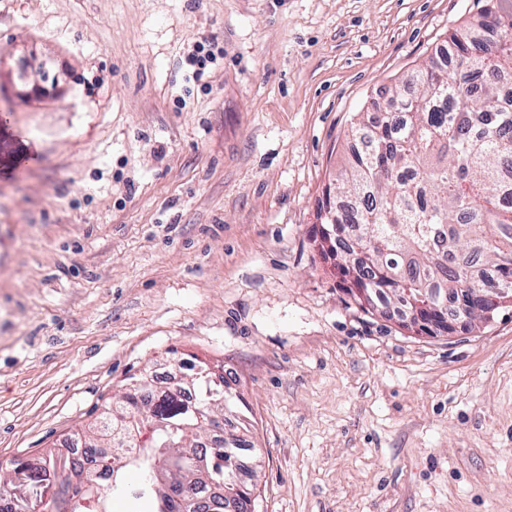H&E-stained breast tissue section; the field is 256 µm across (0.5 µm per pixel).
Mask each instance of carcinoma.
<instances>
[{"mask_svg":"<svg viewBox=\"0 0 512 512\" xmlns=\"http://www.w3.org/2000/svg\"><path fill=\"white\" fill-rule=\"evenodd\" d=\"M453 67L429 60L390 90L392 103L376 117L353 124L352 140L334 195L348 208L328 204L319 212L347 236L336 266L352 279L354 300L367 312H414L413 302L460 301L476 289L512 307V4L490 0L478 17L450 35ZM486 81L473 92L467 74ZM510 292L505 293L503 289ZM159 399L146 391L145 375L129 383L103 423L81 438L97 447L103 434L126 448L124 461L102 473L66 460L59 476L48 451L0 466L23 467L40 483L72 491L56 512H112V499L130 501L131 512H226L221 491L231 488L241 461L238 438L217 439L199 451L205 418L230 414L241 428L247 417L234 407L204 361Z\"/></svg>","mask_w":512,"mask_h":512,"instance_id":"1","label":"carcinoma"}]
</instances>
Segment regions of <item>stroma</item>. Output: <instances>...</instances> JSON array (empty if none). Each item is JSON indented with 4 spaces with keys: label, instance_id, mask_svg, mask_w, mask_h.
I'll use <instances>...</instances> for the list:
<instances>
[{
    "label": "stroma",
    "instance_id": "stroma-1",
    "mask_svg": "<svg viewBox=\"0 0 512 512\" xmlns=\"http://www.w3.org/2000/svg\"><path fill=\"white\" fill-rule=\"evenodd\" d=\"M484 3L0 0V460L195 357L248 405L256 512H512V308L404 329L318 241L358 113ZM215 47L216 44L214 40H205L204 42L196 43L193 52L189 54L188 64L195 68L193 77L196 80H199L203 76L208 63H214V61H216Z\"/></svg>",
    "mask_w": 512,
    "mask_h": 512
}]
</instances>
